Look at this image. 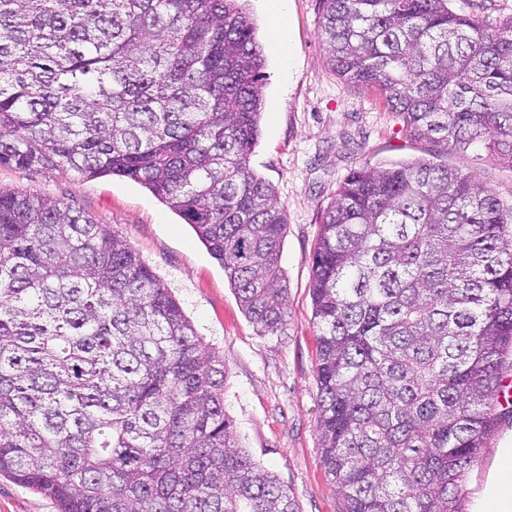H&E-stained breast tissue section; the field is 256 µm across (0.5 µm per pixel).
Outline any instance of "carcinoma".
Listing matches in <instances>:
<instances>
[{
	"label": "carcinoma",
	"instance_id": "cac0c4a2",
	"mask_svg": "<svg viewBox=\"0 0 512 512\" xmlns=\"http://www.w3.org/2000/svg\"><path fill=\"white\" fill-rule=\"evenodd\" d=\"M321 0L327 62L423 154L351 170L312 264L322 463L344 512H465L512 352V18ZM244 0H0V167L139 182L287 322L274 187L251 168L265 59ZM224 356L130 243L0 190V475L60 512H299L224 410ZM448 163L463 173L486 180L500 198L511 200L512 172L492 166L481 146L472 147L464 153H448Z\"/></svg>",
	"mask_w": 512,
	"mask_h": 512
}]
</instances>
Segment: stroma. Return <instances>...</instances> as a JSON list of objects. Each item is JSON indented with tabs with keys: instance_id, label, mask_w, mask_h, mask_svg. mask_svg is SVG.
<instances>
[{
	"instance_id": "35a3bbf8",
	"label": "stroma",
	"mask_w": 512,
	"mask_h": 512,
	"mask_svg": "<svg viewBox=\"0 0 512 512\" xmlns=\"http://www.w3.org/2000/svg\"><path fill=\"white\" fill-rule=\"evenodd\" d=\"M266 59L262 136L251 166L275 189L288 220L281 248L287 324L258 335L224 275L193 228L142 185L124 177L90 179L68 171L0 167V189L48 194L111 225L170 288L200 335L224 356V409L252 458L288 486L300 512H343L324 474L318 424L319 384L311 276L324 211L344 177L365 161L420 154L400 119L374 96L346 87L328 67L319 38L320 0H247ZM285 26L292 76L282 75L277 26ZM448 162L512 198V171L492 166L482 147ZM512 440V412L503 414L466 479L473 512L498 448ZM0 512H58L56 503L0 477Z\"/></svg>"
}]
</instances>
